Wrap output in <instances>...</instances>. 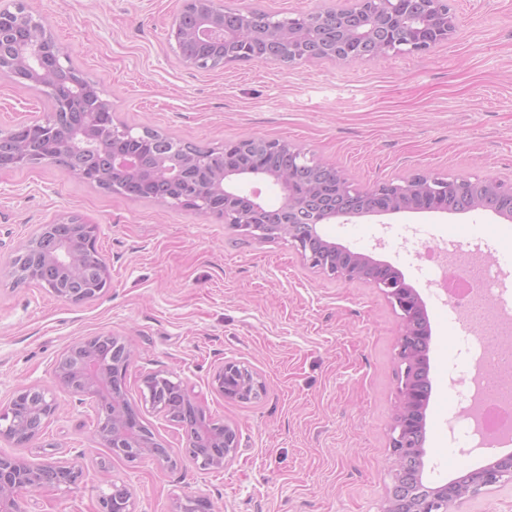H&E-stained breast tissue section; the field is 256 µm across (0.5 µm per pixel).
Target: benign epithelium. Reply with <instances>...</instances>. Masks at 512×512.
<instances>
[{"instance_id": "obj_1", "label": "benign epithelium", "mask_w": 512, "mask_h": 512, "mask_svg": "<svg viewBox=\"0 0 512 512\" xmlns=\"http://www.w3.org/2000/svg\"><path fill=\"white\" fill-rule=\"evenodd\" d=\"M351 9H331L305 15L298 23L274 20L267 24L254 11L228 10L219 0H185L171 24V33L182 61L204 70L222 69L244 61L241 46L256 47L251 59L281 65L297 62H354L393 54H422L456 36L460 22L448 8V0H355ZM402 7L416 20L403 33L390 27L389 16ZM33 44L37 64L29 66L21 48ZM0 76L26 83L52 98L55 114L65 117L51 124V144L42 146L16 141L9 150L0 148V169L67 163L74 138L83 140L85 161L69 168L76 177L105 187L109 182L128 180L134 185L145 175L159 183L197 188L186 203H198L199 211L224 218L246 235L259 240L286 239L310 267L342 282L364 280L378 288L399 311L400 408L391 428L394 455L392 485L382 512H448L450 505L474 497L488 486L512 480V453L497 456L486 466L468 471L460 480L431 489L423 484V426L428 402L422 369L421 322L424 304L417 290L404 279H395L390 265L370 264L365 256L329 243L318 227L331 220L345 221L365 214L363 204L381 207L372 214L411 211L434 200L452 206L454 212L492 211L512 216V183L497 178L442 177L430 172L414 174L399 183L374 184L353 189L340 170L306 159L302 149L279 140L244 135L224 144L220 160L190 152L191 145L162 135L148 142L117 125L108 101L101 98L95 83L68 65V57L50 30L25 9L0 16ZM271 179L280 189L282 211L273 213L259 199L247 198L241 184L254 171ZM75 228L74 236L56 241L51 252L40 239L53 228L45 224L26 240L12 261L15 281L49 278L55 271L67 273L48 289L72 302L96 298L108 285V265L96 249L97 226L77 215L60 219ZM120 356L113 365L126 374L132 362L130 346L112 337ZM93 336L66 349L57 359L55 375L70 392H78L98 404L102 421L93 431V441L124 455L134 449L138 456L170 459L169 449L147 432L141 415H131L118 398L110 377L89 359ZM210 387L225 399L243 402L265 392L262 376L237 361L217 366ZM58 404L53 397L31 388L19 391L14 401L0 409V439L24 445L43 432ZM206 436L224 448L221 454L198 463L201 470L222 469L236 457L237 429L219 422L208 427ZM85 450L70 459L30 461L0 455V512H17L21 497L46 487L74 486L82 477L79 460Z\"/></svg>"}]
</instances>
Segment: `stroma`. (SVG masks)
Segmentation results:
<instances>
[{
	"label": "stroma",
	"instance_id": "stroma-1",
	"mask_svg": "<svg viewBox=\"0 0 512 512\" xmlns=\"http://www.w3.org/2000/svg\"><path fill=\"white\" fill-rule=\"evenodd\" d=\"M94 81L115 123L150 128L201 148L252 133L340 166L352 187L401 182L420 171L512 181V0H448L460 35L420 55L286 67L241 62L202 70L179 58L169 30L183 0H23ZM333 0H224L274 19ZM51 98L0 78V131L43 120ZM75 214L98 227L110 269L96 299L74 303L29 282L11 260L39 225ZM489 211L362 215L321 225L324 239L390 264L422 296L431 326V396L423 481L435 487L494 455L460 411L473 346L436 289L425 247L446 241L464 262L486 264L497 305L512 309V235ZM400 321L372 284H344L303 264L287 242L257 241L213 215L131 198L60 165L0 170V408L35 386L60 405L40 438L0 440V454L67 459L82 448L70 488L27 495L21 512H101V492L125 486L134 512H177L205 496L216 512H380L391 485V427L399 405ZM99 334L130 340L139 356L125 388L170 461H127L96 445L94 402L67 392L54 366L69 346ZM257 371V401H225L208 383L224 360ZM181 381L207 415L233 423L235 461L201 471L184 427L145 404L147 374Z\"/></svg>",
	"mask_w": 512,
	"mask_h": 512
}]
</instances>
